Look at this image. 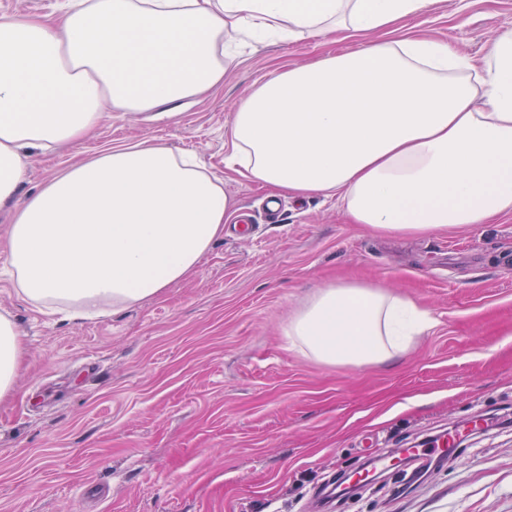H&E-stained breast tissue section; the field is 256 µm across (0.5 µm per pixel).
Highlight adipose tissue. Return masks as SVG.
<instances>
[{
  "label": "adipose tissue",
  "instance_id": "ef3b65f1",
  "mask_svg": "<svg viewBox=\"0 0 512 512\" xmlns=\"http://www.w3.org/2000/svg\"><path fill=\"white\" fill-rule=\"evenodd\" d=\"M433 0H66L55 16L0 15V243L17 293L78 315L160 296L194 274L233 205L223 181L162 145L115 147L21 195L32 151L74 145L107 109L150 112L224 79L240 34L299 41L336 30L387 40L262 82L229 131L252 181L301 201L334 196L350 223L429 235L512 214V31L481 60L401 24ZM436 325L402 294L317 291L288 323L327 365L395 361ZM17 327L0 314V400L15 390Z\"/></svg>",
  "mask_w": 512,
  "mask_h": 512
}]
</instances>
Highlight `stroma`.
<instances>
[{
  "mask_svg": "<svg viewBox=\"0 0 512 512\" xmlns=\"http://www.w3.org/2000/svg\"><path fill=\"white\" fill-rule=\"evenodd\" d=\"M410 32L478 58L512 30V0H438ZM364 39L254 42L224 82L171 116L112 111L81 143L30 160L36 190L83 158L125 144L194 154L251 207L252 239L221 237L196 273L154 299L95 319L44 314L0 274V313L24 358L0 402V512H512V215L429 237H385L341 202L286 199L234 170L227 133L254 86ZM376 283L430 310L436 327L391 366L325 365L288 342L321 288ZM483 420L464 448L424 469L430 447ZM356 496L322 501L325 480L372 464Z\"/></svg>",
  "mask_w": 512,
  "mask_h": 512,
  "instance_id": "35a3bbf8",
  "label": "stroma"
}]
</instances>
